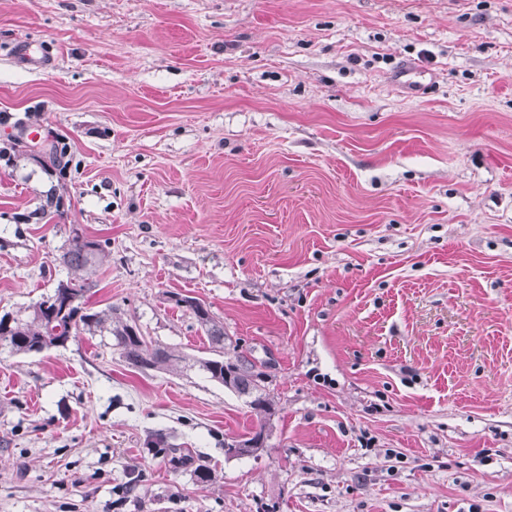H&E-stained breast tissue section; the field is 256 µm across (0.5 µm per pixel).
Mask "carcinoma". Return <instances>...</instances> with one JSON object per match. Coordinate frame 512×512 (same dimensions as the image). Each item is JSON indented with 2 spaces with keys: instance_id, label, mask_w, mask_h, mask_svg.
I'll return each instance as SVG.
<instances>
[{
  "instance_id": "1",
  "label": "carcinoma",
  "mask_w": 512,
  "mask_h": 512,
  "mask_svg": "<svg viewBox=\"0 0 512 512\" xmlns=\"http://www.w3.org/2000/svg\"><path fill=\"white\" fill-rule=\"evenodd\" d=\"M109 255L108 244L74 234L60 255L71 278L64 284L58 283L53 292L41 295L24 313L0 316V348L14 354L39 353L85 334L109 339V345L120 357L136 368L146 356L149 367L158 370L168 369L175 361H185V357L174 354L170 348L147 341L137 327L115 316L114 309H97L90 305L88 293L94 282L88 270L102 265ZM72 292L77 300L68 307L66 302ZM176 303L190 311L211 342V357L199 358L194 364L220 384L224 383V376H229L232 386L249 398L253 410L259 413L269 410L270 392L260 374L240 357L224 360V326L216 323L208 309L192 298H180Z\"/></svg>"
}]
</instances>
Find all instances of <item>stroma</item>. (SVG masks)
<instances>
[{"mask_svg": "<svg viewBox=\"0 0 512 512\" xmlns=\"http://www.w3.org/2000/svg\"><path fill=\"white\" fill-rule=\"evenodd\" d=\"M76 232L92 306L205 357L199 300L273 408L0 351V512H512V0H0V315ZM425 75V71L421 68L413 64H406L399 70L395 82L406 92L422 96L430 85V82H424Z\"/></svg>", "mask_w": 512, "mask_h": 512, "instance_id": "35a3bbf8", "label": "stroma"}]
</instances>
